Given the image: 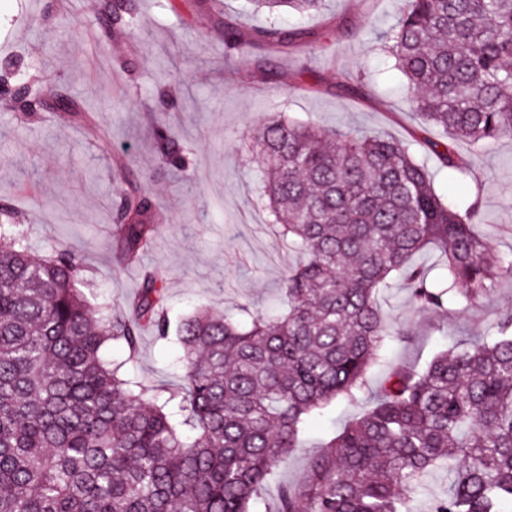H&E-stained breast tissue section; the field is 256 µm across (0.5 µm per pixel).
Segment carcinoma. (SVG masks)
<instances>
[{
	"label": "carcinoma",
	"instance_id": "carcinoma-1",
	"mask_svg": "<svg viewBox=\"0 0 512 512\" xmlns=\"http://www.w3.org/2000/svg\"><path fill=\"white\" fill-rule=\"evenodd\" d=\"M322 0H246L244 14L312 13ZM121 0L104 33L127 26ZM305 30L271 21L252 40L284 46ZM248 41L224 25L225 55ZM380 51L407 79L409 106L446 140H426L465 173L481 149L512 139V0H402ZM260 199L304 261L280 283L278 315L244 327L208 309L181 319V386L162 392L124 376L110 342L133 357L141 328L168 338L162 275L147 273L129 313L91 308L67 249L32 260L0 226V512H250L275 467L299 448L308 418L354 401L391 326L379 289L404 274L424 311L478 304L512 276V259L476 233V204L436 193L409 148L385 136L331 134L283 112L256 127ZM158 224L150 200L123 196L112 248L137 262ZM445 257L430 277L412 259ZM435 471L448 495L430 512H512V313L496 336L386 368L374 406L309 461L306 485L282 489L276 512H413Z\"/></svg>",
	"mask_w": 512,
	"mask_h": 512
}]
</instances>
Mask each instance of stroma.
<instances>
[{
	"label": "stroma",
	"instance_id": "35a3bbf8",
	"mask_svg": "<svg viewBox=\"0 0 512 512\" xmlns=\"http://www.w3.org/2000/svg\"><path fill=\"white\" fill-rule=\"evenodd\" d=\"M106 0H0V85L36 87L25 111L0 94V215L21 235L33 260L69 248L81 259L79 278L92 307L121 313L137 294L144 270L164 278L172 321L205 306L249 324L254 313L281 311L280 281L299 258L290 252L257 201L258 162L249 133L270 114L286 112L323 130L384 134L410 144L436 192L478 201V234L512 255V140L487 146L473 172L441 168L414 131L432 140L402 101L403 76L383 71L381 34L396 21L401 0H324L311 15L282 14L306 29L305 43L250 45L227 59L224 24L244 0H128L135 26L100 32ZM380 69L377 83L364 63ZM68 91L92 105L90 126L47 109ZM165 128L185 151L178 171L157 151ZM151 202L158 232L139 263L123 265L110 246L113 206L130 191ZM381 309L409 334L391 342L393 361L425 365L456 342L491 336L512 312V280L503 279L480 305L450 316L423 312L403 284L380 290ZM176 336L157 340L143 329L129 374L162 389L180 384L172 360ZM381 380L373 373L357 401L332 402L306 424L300 448L276 469L254 512H275L282 488H299L310 458L371 404Z\"/></svg>",
	"mask_w": 512,
	"mask_h": 512
}]
</instances>
